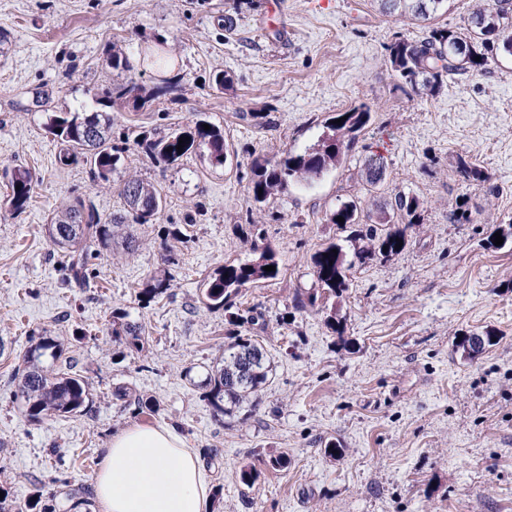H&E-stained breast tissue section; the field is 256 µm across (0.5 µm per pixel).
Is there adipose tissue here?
Instances as JSON below:
<instances>
[{"label": "adipose tissue", "instance_id": "obj_1", "mask_svg": "<svg viewBox=\"0 0 512 512\" xmlns=\"http://www.w3.org/2000/svg\"><path fill=\"white\" fill-rule=\"evenodd\" d=\"M102 512H208L209 478L178 431L134 425L113 434L94 477Z\"/></svg>", "mask_w": 512, "mask_h": 512}]
</instances>
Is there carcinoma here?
<instances>
[{"label":"carcinoma","mask_w":512,"mask_h":512,"mask_svg":"<svg viewBox=\"0 0 512 512\" xmlns=\"http://www.w3.org/2000/svg\"><path fill=\"white\" fill-rule=\"evenodd\" d=\"M382 14L394 20H435L448 12V0H374ZM464 27L451 30L446 25L431 28L428 37L411 41L398 36L386 47V63L402 80L401 89L423 98L439 93L448 77L468 71H481L491 59H512V0H474ZM114 70L130 72L134 66L124 50L112 49L108 57ZM108 97L114 105H129L135 111L156 107L159 93L146 92L130 79L112 85ZM372 108L361 103L344 112L336 113L326 121L328 133L321 136L317 146L302 153L292 150L278 160L254 159L248 190L259 206H264L294 185L311 186L325 174L337 169L345 160L358 135L371 119ZM341 124L334 123V119ZM205 121L180 128L166 135L151 138L138 134L123 138L133 142L139 152L152 163L174 166L184 156L197 152L213 165L226 161L227 146L224 130L212 125L206 130ZM114 118L109 112L86 110L61 112L47 124L48 133L59 146L58 162L63 166L85 163L94 179L111 182L117 172L122 148L112 144ZM184 139L182 152H177L179 139ZM456 170L463 181L483 183L488 179L484 167L470 156L459 155ZM384 157L372 154L365 158L359 170L360 183L371 190L385 179ZM10 193L5 205L15 214L27 209L33 198L34 177L24 166L5 170ZM121 195L125 213L102 218L89 212V221L82 223L83 199L75 197L56 210L46 232L62 253L60 271L62 282L71 287H84L89 278V260L102 249L112 248L121 240L126 250L132 251L135 240L126 232V224H151L160 218L163 199L151 182L134 175L122 179ZM421 202L413 195L397 193L375 209L362 206V201H341L325 215L328 224L340 228L363 224L357 241H367L353 247L352 259L342 246L331 242L320 249L312 259L313 273L318 287L306 298L295 297L296 307L315 306L318 301L339 298L348 291L349 271L355 264L379 255L389 258L399 255L407 246V228L421 223ZM343 217L344 222L337 221ZM265 266H278L275 253L269 246L261 249L257 259L248 262H226L216 269L200 289L201 302L209 310L226 309L231 297L250 284L274 279L278 271L267 272ZM143 325L126 320L112 329L114 340H126L128 346L139 350L142 345ZM492 345V335L481 336L473 344L462 339L459 347L468 355L481 353ZM24 367L15 373L16 390L13 397L19 403L24 418L39 424L48 418L83 416L92 411L94 400L84 376L74 371L73 358L65 339L44 331L31 337L23 356ZM271 371L270 360L263 347L249 338L235 337L224 348L221 363L208 368L202 385V397L214 415L223 416L247 407L254 412L260 403V393Z\"/></svg>","instance_id":"1"}]
</instances>
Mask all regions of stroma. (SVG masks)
Instances as JSON below:
<instances>
[{"label":"stroma","mask_w":512,"mask_h":512,"mask_svg":"<svg viewBox=\"0 0 512 512\" xmlns=\"http://www.w3.org/2000/svg\"><path fill=\"white\" fill-rule=\"evenodd\" d=\"M233 8L228 35L220 18ZM0 28L9 38L0 201L4 169L34 174L32 205L0 208V490L23 508L36 486L92 484L113 433L172 424L222 488L210 512H512V237L493 247L494 225L450 218L462 199L472 212L512 219V60L452 76L429 99L404 94L386 47L399 35L422 40L429 28L382 15L374 0H0ZM116 44L136 60L133 73L108 65ZM159 44L166 65L143 61ZM217 71L232 88L212 86ZM130 77L149 90L175 88L153 110L115 113V133L158 137L204 119L223 128L226 162L192 154L164 168L130 145L108 188L86 165L59 167L48 117L109 111L105 91ZM362 102L372 119L343 165L258 207L248 190L253 159L313 147L326 118ZM372 153L388 169L372 201L417 196L421 221L401 254L352 268L343 297L297 310L295 293L315 286L313 255L347 242L325 212L358 194L357 172ZM459 153L489 181L463 182ZM129 173L161 191L160 220L130 225L133 254L117 244L91 259L88 287H65L45 234L52 212L78 195L101 217L123 213L119 184ZM257 211L255 239L247 217ZM267 244L277 278L234 299L255 309L257 323L232 325L206 310L203 279ZM167 274V293L150 297ZM123 314L144 327L141 352L112 339V318ZM330 314L343 334L327 327ZM43 330L73 342L94 397L89 414L33 424L14 403V373ZM487 331L495 344L467 358L460 339ZM238 336L261 343L273 371L255 412L217 417L197 383ZM123 385L150 397L151 409L116 399ZM330 442L341 456H325ZM273 452L287 454V469L243 485L240 469Z\"/></svg>","instance_id":"35a3bbf8"}]
</instances>
